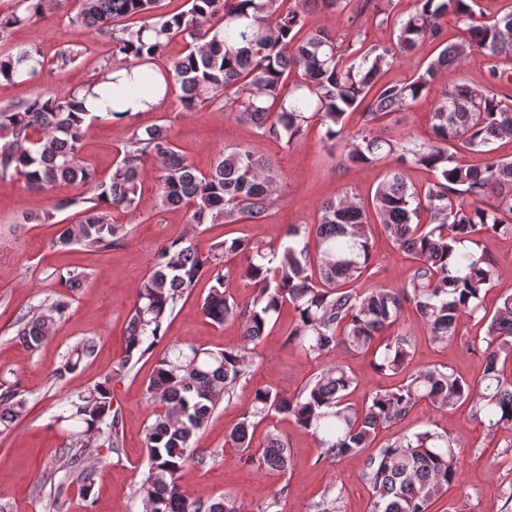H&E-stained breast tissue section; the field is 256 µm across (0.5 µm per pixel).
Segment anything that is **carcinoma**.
I'll return each instance as SVG.
<instances>
[{"mask_svg":"<svg viewBox=\"0 0 512 512\" xmlns=\"http://www.w3.org/2000/svg\"><path fill=\"white\" fill-rule=\"evenodd\" d=\"M52 0H13L0 11V42L13 29L46 13ZM71 24L105 33L112 56L100 66L90 86L108 84L112 102L155 94L168 97L180 85L179 106L186 112L212 106L255 126L268 139L290 145L312 121L322 128L329 150L342 145L345 167L386 164L383 179L368 201L346 194L324 201L311 224H293L287 242L265 246L244 238L224 239L206 253L196 237L206 224L260 221L279 200V174L272 161L249 148L218 155L207 172L188 162L167 123L133 126L112 168L100 174L81 156L84 131L94 121L133 118L128 112L92 115L76 91L45 93L0 107V182L24 180L38 192L70 185L76 193L56 197L39 214L23 222L44 223L64 211L72 221L54 244L79 245L102 252L123 243L130 218L138 210L147 172L154 174L160 207L185 213L189 230L162 242L150 272L136 286V302L125 319L124 355L103 380L73 395L57 420L78 427L76 443L65 449L69 472L58 484L79 483L85 494L94 487L90 460L100 449L121 455L122 412L113 403L112 380L126 377L163 336V327L199 280L212 285L202 312L213 323L235 321L241 345L220 351L176 346L155 361L146 384L158 403L146 429L148 474L136 491L145 512H241L237 499L190 498L179 473L202 465L194 437L224 400L233 397L252 364L250 345L265 335L272 314L289 305L295 311L288 343L313 359L339 349L364 353L377 337L395 326L404 310H415L430 340L439 348L459 335L461 325L476 322L483 333L473 344L481 349L484 369L472 382L447 366L408 372L412 346L408 336L390 335L375 360L380 373H406L390 390L350 401L359 383L336 362L311 376L293 395L271 385L255 389L240 421L225 435L224 445L239 461L263 471L284 473L291 450L276 428L287 419L310 432L321 459L336 461L364 455L362 481L371 492L369 512H430L432 503L459 481L461 443L431 430L403 434L373 445L378 430L403 421L421 401L439 410L469 402L474 416L490 433L512 429V294L500 297L495 310L484 308L494 287L495 263L484 251H464L482 234L512 236V156L497 154L496 144L512 143V75L493 69L486 87L459 83L437 85L438 74L459 67L470 54L512 55V11L486 18L479 0H415L406 14L390 16L381 0H186V9L160 10L161 0H75ZM349 12L359 24L368 12L384 16L393 29L390 46L343 47L331 31L308 21L312 11ZM463 26L461 40L450 43L446 25ZM181 39L184 49L168 54ZM439 53L405 82H380L396 56L420 44ZM63 50L47 62L37 48L14 47L0 56V77L24 81L41 77L47 64L59 71L76 61ZM126 69L123 83L111 77ZM433 99L431 134L425 141L397 140L382 121ZM359 105L360 128L346 133L344 117ZM483 157L479 165L458 161L461 153ZM429 171L426 185L410 187L404 171ZM376 217L393 246L412 261L398 288H360L371 276L369 216ZM242 260L240 270L225 269L226 258ZM253 285L249 300L239 303L230 292L233 276ZM80 268L60 275V286L74 291L86 285ZM69 296L60 294L33 306L16 319V337L27 348L42 346L66 315ZM96 341L78 343L54 370L58 378L94 356ZM28 400L18 381L0 383V425L7 428ZM266 424L262 440L255 432ZM288 486H282L258 512H283ZM314 512H342L341 496L324 491Z\"/></svg>","mask_w":512,"mask_h":512,"instance_id":"cac0c4a2","label":"carcinoma"}]
</instances>
